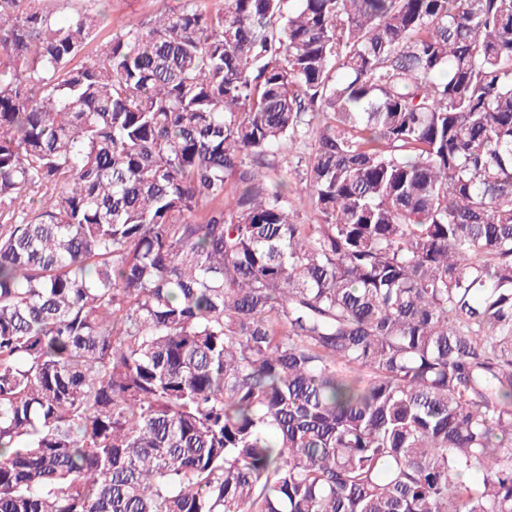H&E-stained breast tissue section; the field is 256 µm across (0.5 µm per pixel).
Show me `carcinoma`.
<instances>
[{
  "instance_id": "obj_1",
  "label": "carcinoma",
  "mask_w": 512,
  "mask_h": 512,
  "mask_svg": "<svg viewBox=\"0 0 512 512\" xmlns=\"http://www.w3.org/2000/svg\"><path fill=\"white\" fill-rule=\"evenodd\" d=\"M0 512H512V0H0ZM184 0H108V23L101 36L119 32L129 20H149L166 10H177Z\"/></svg>"
}]
</instances>
